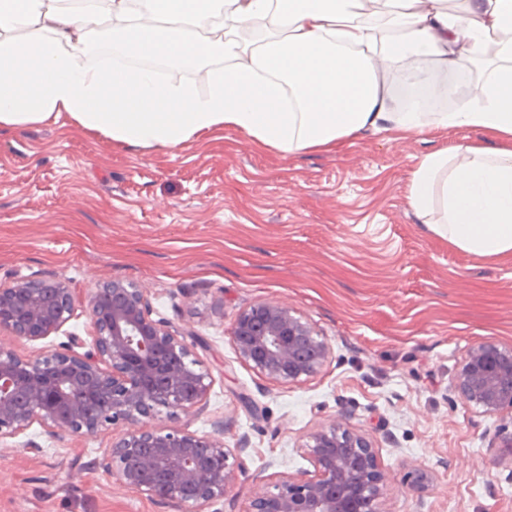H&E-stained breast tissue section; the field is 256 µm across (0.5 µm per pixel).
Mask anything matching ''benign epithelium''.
<instances>
[{"mask_svg": "<svg viewBox=\"0 0 512 512\" xmlns=\"http://www.w3.org/2000/svg\"><path fill=\"white\" fill-rule=\"evenodd\" d=\"M83 308L94 334L88 349L72 334L35 356L14 341H42ZM237 357L265 378L288 385L316 376L332 347L287 304L264 301L236 315ZM212 379L187 334L152 317L145 291L113 279L86 294L51 278L0 283V446L37 425L55 437L112 431L101 466L123 485L179 512H208L237 478L246 440L224 447V420L200 435L185 426L152 427L165 412L191 420L207 405ZM452 391L466 404L503 420L489 439L493 461L512 477V347L482 342L467 349ZM312 470L254 484L241 512H381L390 482L372 438L332 416L303 444ZM432 470L416 466L409 490L421 497Z\"/></svg>", "mask_w": 512, "mask_h": 512, "instance_id": "1", "label": "benign epithelium"}]
</instances>
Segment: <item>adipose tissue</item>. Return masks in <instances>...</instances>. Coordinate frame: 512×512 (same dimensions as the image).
Wrapping results in <instances>:
<instances>
[{
    "instance_id": "obj_1",
    "label": "adipose tissue",
    "mask_w": 512,
    "mask_h": 512,
    "mask_svg": "<svg viewBox=\"0 0 512 512\" xmlns=\"http://www.w3.org/2000/svg\"><path fill=\"white\" fill-rule=\"evenodd\" d=\"M159 11L172 27L143 28ZM102 23L122 36L108 64L89 39ZM131 55L204 81L159 80ZM451 72L481 81L476 104L395 106L396 83L452 95ZM63 115L119 146L173 149L230 128L283 155L366 134L485 131L496 147L424 153L408 200L459 250L512 258V0H0V130Z\"/></svg>"
}]
</instances>
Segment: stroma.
<instances>
[{
	"label": "stroma",
	"instance_id": "1",
	"mask_svg": "<svg viewBox=\"0 0 512 512\" xmlns=\"http://www.w3.org/2000/svg\"><path fill=\"white\" fill-rule=\"evenodd\" d=\"M464 139L495 143L452 128L285 156L232 129L175 149L117 146L64 116L1 130L0 281H130L194 334L213 383L189 427L209 434L226 419V447L251 448L209 512H242L254 478L309 470L304 437L342 410L377 440L391 475L383 512H512L486 451L499 420L450 388L467 348L512 346V260L458 250L408 202L420 156ZM258 301L288 304L326 338L318 375L281 384L238 359L232 324ZM29 439L41 453H25ZM110 440L32 427L0 451V512H172L95 467ZM414 465L436 474L421 499L405 485Z\"/></svg>",
	"mask_w": 512,
	"mask_h": 512
}]
</instances>
